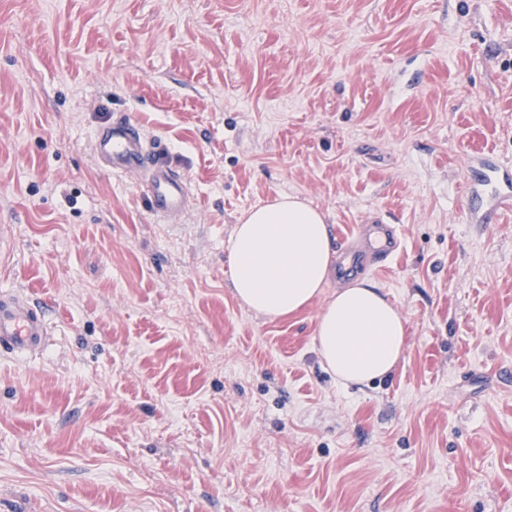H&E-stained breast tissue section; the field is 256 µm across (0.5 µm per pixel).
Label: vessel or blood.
I'll return each instance as SVG.
<instances>
[{
  "instance_id": "1",
  "label": "vessel or blood",
  "mask_w": 512,
  "mask_h": 512,
  "mask_svg": "<svg viewBox=\"0 0 512 512\" xmlns=\"http://www.w3.org/2000/svg\"><path fill=\"white\" fill-rule=\"evenodd\" d=\"M95 157L116 176H137L146 186L152 211L167 224L176 223L189 199L187 175L166 164L160 142L149 139L142 127L121 115L100 127L93 139ZM480 183L487 189L499 212L512 211V164H484ZM396 225L383 221L360 224L354 234L337 245L336 277L346 280L362 276L386 263L399 249ZM49 341L45 312L17 291H0V350L29 359Z\"/></svg>"
}]
</instances>
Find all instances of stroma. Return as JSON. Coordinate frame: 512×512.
Returning a JSON list of instances; mask_svg holds the SVG:
<instances>
[{"instance_id":"obj_1","label":"stroma","mask_w":512,"mask_h":512,"mask_svg":"<svg viewBox=\"0 0 512 512\" xmlns=\"http://www.w3.org/2000/svg\"><path fill=\"white\" fill-rule=\"evenodd\" d=\"M126 114L184 171L161 223L96 161ZM512 0H0V290L51 324L0 355V512H512ZM282 194L375 219L407 322L344 386L236 298L229 242ZM480 183L495 203V211H512V165L510 162H491L483 165Z\"/></svg>"}]
</instances>
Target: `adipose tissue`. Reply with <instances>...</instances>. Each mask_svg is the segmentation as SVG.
<instances>
[{
  "instance_id": "adipose-tissue-1",
  "label": "adipose tissue",
  "mask_w": 512,
  "mask_h": 512,
  "mask_svg": "<svg viewBox=\"0 0 512 512\" xmlns=\"http://www.w3.org/2000/svg\"><path fill=\"white\" fill-rule=\"evenodd\" d=\"M231 283L238 300L268 317L294 314L322 291L330 271L325 216L282 195L246 212L230 241ZM322 359L344 384L389 375L404 353L406 325L387 294L367 280L338 289L317 322Z\"/></svg>"
}]
</instances>
